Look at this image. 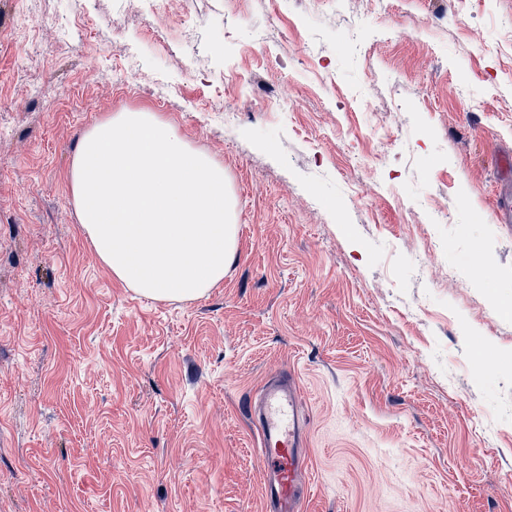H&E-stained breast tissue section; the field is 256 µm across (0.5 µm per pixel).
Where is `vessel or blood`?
<instances>
[{
	"label": "vessel or blood",
	"instance_id": "1",
	"mask_svg": "<svg viewBox=\"0 0 512 512\" xmlns=\"http://www.w3.org/2000/svg\"><path fill=\"white\" fill-rule=\"evenodd\" d=\"M301 405V387L286 375L267 381L250 409L264 461V512H303L310 476Z\"/></svg>",
	"mask_w": 512,
	"mask_h": 512
}]
</instances>
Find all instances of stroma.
I'll return each instance as SVG.
<instances>
[{"instance_id":"obj_1","label":"stroma","mask_w":512,"mask_h":512,"mask_svg":"<svg viewBox=\"0 0 512 512\" xmlns=\"http://www.w3.org/2000/svg\"><path fill=\"white\" fill-rule=\"evenodd\" d=\"M157 112L224 166L193 301L117 281L75 148ZM512 0H0V512H263L293 373L305 512H512ZM302 390L289 374L267 381L250 407L264 461L265 512H303L310 481Z\"/></svg>"}]
</instances>
